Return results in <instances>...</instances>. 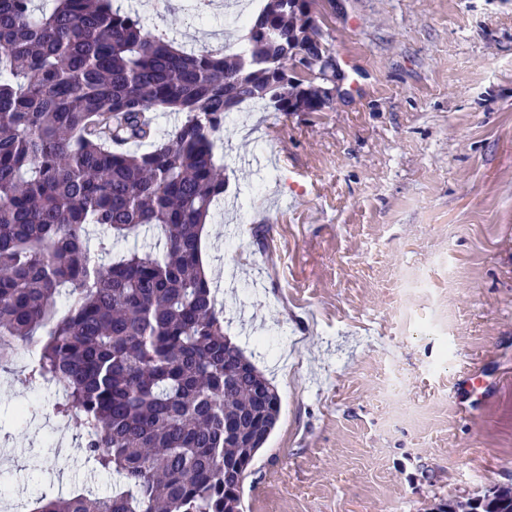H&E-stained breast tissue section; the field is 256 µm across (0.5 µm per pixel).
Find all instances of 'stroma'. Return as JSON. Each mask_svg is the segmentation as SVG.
Returning a JSON list of instances; mask_svg holds the SVG:
<instances>
[{
  "label": "stroma",
  "instance_id": "stroma-1",
  "mask_svg": "<svg viewBox=\"0 0 512 512\" xmlns=\"http://www.w3.org/2000/svg\"><path fill=\"white\" fill-rule=\"evenodd\" d=\"M129 0L188 48L236 50L241 9ZM344 80L325 112H231L203 258L224 332L281 412L244 512H432L512 486V0H323ZM0 369V512L112 477L79 414ZM30 403L34 419H18Z\"/></svg>",
  "mask_w": 512,
  "mask_h": 512
}]
</instances>
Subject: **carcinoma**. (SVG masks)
<instances>
[{
	"mask_svg": "<svg viewBox=\"0 0 512 512\" xmlns=\"http://www.w3.org/2000/svg\"><path fill=\"white\" fill-rule=\"evenodd\" d=\"M0 0V368L36 347L25 382L63 391L104 497L31 512H242L245 472L280 415L276 387L224 335L202 233L224 200L217 159L243 103L333 106L318 24L262 0L232 54L186 52L112 0ZM317 58L288 73V48ZM160 112L182 115L163 132ZM104 232L97 250L88 227ZM141 228L154 245L109 259ZM486 512H512L493 484Z\"/></svg>",
	"mask_w": 512,
	"mask_h": 512,
	"instance_id": "carcinoma-1",
	"label": "carcinoma"
}]
</instances>
